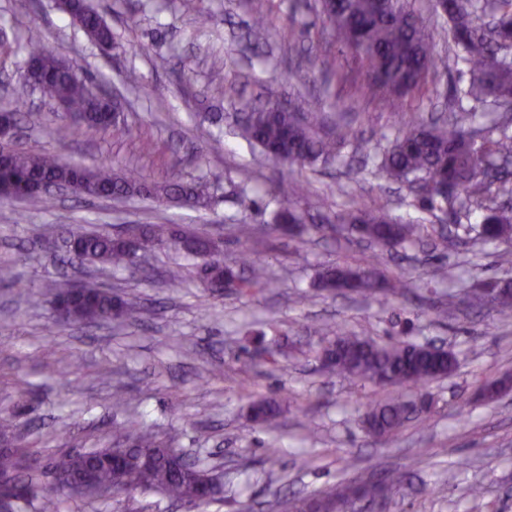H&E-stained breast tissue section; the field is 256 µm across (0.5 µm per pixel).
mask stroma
I'll return each mask as SVG.
<instances>
[{
    "instance_id": "1",
    "label": "stroma",
    "mask_w": 512,
    "mask_h": 512,
    "mask_svg": "<svg viewBox=\"0 0 512 512\" xmlns=\"http://www.w3.org/2000/svg\"><path fill=\"white\" fill-rule=\"evenodd\" d=\"M119 47L101 54L55 0H0V30L11 42L0 56V105L23 98L24 116L13 140L30 152L68 162L133 170L149 184L179 174L211 184L208 207L188 210L146 197L126 202L71 194L37 208L0 200V268L23 280L17 291L0 285V416L13 415L19 443L40 456L108 443L127 413L112 395L126 390L140 422L172 440L190 458L224 472L222 497L201 512H285L292 495L323 493L353 476L387 482L397 477L385 512H512V393L493 401L478 395L486 380L512 375V318L489 308H467L461 298L478 280L504 277L498 257L512 253V237L483 244L465 233L426 238L379 254V267L401 277L398 294L350 298L319 290L328 264L356 265L371 250L357 239L317 232L332 224L350 200L388 206L402 224H433L412 193L374 165L349 172L346 160L326 168L288 167L267 159L233 133L235 116L258 103L297 112L356 105L352 130L369 153L385 149L412 122L444 110L465 78L456 66L429 73L423 98L398 111L378 109L363 94L359 61L321 22L319 0H262L265 29L252 26L246 0H91ZM39 31L96 89L116 99L126 123L147 143L111 130L94 140L58 139L56 105L21 89L24 41ZM138 87L126 84L128 72ZM311 194L294 201L293 183ZM254 201L238 203L241 194ZM294 204L305 222L294 235L275 228L280 204ZM143 224L199 229L219 245L224 263L243 253L266 267L273 288L257 297L233 289H205L196 261L167 249L144 257V271H97L64 263L59 243L69 228L96 227L124 234ZM246 226L239 235L237 226ZM444 265L448 277L433 281ZM183 281L170 287L172 271ZM94 281L139 305L137 323L57 324L41 292ZM340 323L380 343L433 341L457 358L448 377L429 382L434 404L397 433L378 439L361 423L367 403L398 394V387L361 378L329 377L302 352L321 344L318 324ZM294 350L266 362L275 340ZM83 363L60 378L72 357ZM281 402L274 426L252 422L261 399ZM308 467H300L302 459ZM469 467H458L459 459ZM481 485V496L471 494ZM61 512H185L155 494L85 500L62 494Z\"/></svg>"
}]
</instances>
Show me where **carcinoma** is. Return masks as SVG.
<instances>
[{
  "mask_svg": "<svg viewBox=\"0 0 512 512\" xmlns=\"http://www.w3.org/2000/svg\"><path fill=\"white\" fill-rule=\"evenodd\" d=\"M61 11L68 14L99 48L112 52L115 48L112 30L87 0H67ZM323 24L336 39L347 46L365 70L367 88L383 110H396L404 100L421 89L426 73L448 68V59L436 54L422 17L410 9L406 0H324ZM449 35L455 47L454 58L468 76L464 87L455 90L454 100L482 104L493 90L505 104L512 100V0H448ZM24 49L28 66L20 74L22 87L38 89L43 98L66 109L68 123L57 128L61 138L79 134L94 139L116 126L108 120L110 100L93 95L85 80L79 78L64 60L57 57L31 32ZM325 112L298 114L279 106L262 105L251 110L241 121L238 134L249 143L261 147L269 158L289 166H313L342 156L345 148L356 155L362 142L350 130L336 134H320L329 126ZM512 159V119L503 115L492 130L464 127L457 121L430 119L413 125L395 138L382 154L380 169L386 176L412 187L418 204L430 211L448 210L455 215L482 213L481 224L466 231L477 232L478 239L489 242L512 234V173L498 166ZM446 181L453 192L444 200L433 195L436 184ZM73 186L75 193L110 199L145 195L162 202L193 200L197 207L207 205L209 187L203 183H183L175 179L161 185H149L133 174L119 173L101 164L88 167L65 162L51 153H30L15 149L10 143L0 144V199H20L46 206L52 191ZM336 219L352 235L379 246L392 241L391 248H403L419 237L413 224H397L383 207L366 208L352 203ZM78 236L82 249L71 253L81 264L101 269L138 267L145 254L161 247L181 249L189 257L206 259L204 272L207 287H224V278L233 270L214 258L215 243L197 231L178 226L147 224L140 237L130 242L123 236L97 231L70 230L62 238L66 243ZM265 268L249 265L247 276L239 279L237 290L253 295L269 287ZM355 287L358 294L372 295L384 288L377 257L366 259L364 266L352 268L329 265L319 273L318 287L341 291ZM492 300L498 314L512 317V285L490 281ZM88 300L79 309L78 320L109 321L112 310L119 317L136 322L141 308L92 283H84ZM319 331L334 339L316 351V359L327 375H348L372 381L384 378L390 385L427 383L451 373L456 365L453 353L436 354L427 346L408 340L380 344L371 339L342 332L336 325L323 323ZM254 420L263 426L274 424L278 404L263 399L251 405ZM413 412L410 402L397 395L387 401L366 407L363 423L374 436L385 437L397 431ZM113 442L131 446L123 476L128 493H161L190 502L196 495L195 476L208 472L196 467L174 448L182 465L192 475H183L172 464L165 447L168 442L144 430L130 418L113 429ZM29 452L16 448L0 451V479L19 486L11 512H60L62 490L54 483L40 484L35 468L27 464ZM112 447L89 448L75 455L60 453L48 459L50 469L64 472L70 478L92 477L90 487L112 481ZM383 485L361 478L340 485L331 495H308L296 498L291 512H315L321 504L347 500L357 494L373 500Z\"/></svg>",
  "mask_w": 512,
  "mask_h": 512,
  "instance_id": "carcinoma-1",
  "label": "carcinoma"
}]
</instances>
